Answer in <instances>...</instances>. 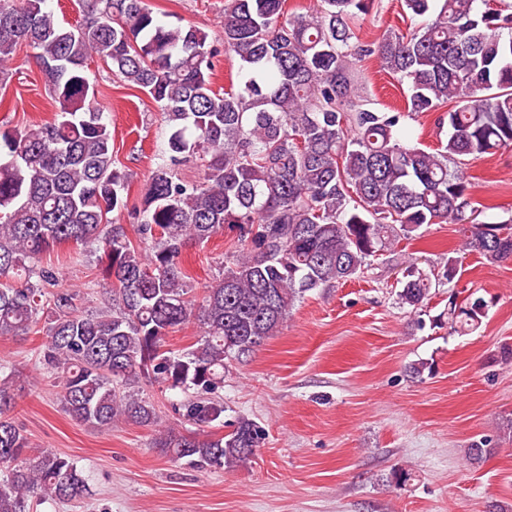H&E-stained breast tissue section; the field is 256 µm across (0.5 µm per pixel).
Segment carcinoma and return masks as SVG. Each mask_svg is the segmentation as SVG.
<instances>
[{"label": "carcinoma", "mask_w": 512, "mask_h": 512, "mask_svg": "<svg viewBox=\"0 0 512 512\" xmlns=\"http://www.w3.org/2000/svg\"><path fill=\"white\" fill-rule=\"evenodd\" d=\"M287 0H229L224 52L239 64L237 87L212 86L217 49L195 25L160 21L148 0H82L84 18L66 27L47 0H0L2 67L21 45L42 69L56 104L52 121L0 128V337L42 334V370L60 380L62 409L100 431L119 422L159 425L135 383L153 378L190 391L182 416L210 427L224 414L213 394L226 360L247 356L274 335L306 293L359 277L370 259L426 224L457 222L470 205L460 158L512 145V14L487 0H403L433 18L409 35L390 30L375 47L356 40L354 20L370 0H316L308 14L285 16ZM486 5L482 9L479 4ZM375 54L407 81V112L354 104V60ZM101 61L164 114L161 162L134 212L140 243L109 214L127 207L126 171L96 102L87 69ZM445 145L427 151L397 136L405 114L438 112ZM195 160L202 180L178 175ZM239 253L193 296L183 249L224 229ZM99 243L107 306L78 310L77 293L58 286L40 255L66 242ZM467 245L489 262L512 259V224H477ZM401 303L419 308L432 280L421 269L401 281ZM480 298L448 299V328L477 327ZM196 319L203 336L190 350L170 334ZM14 369L0 364V512L31 502L82 499L89 485L70 458L29 442L9 412ZM264 440L241 417L222 435L158 431L155 447L205 470L246 463Z\"/></svg>", "instance_id": "obj_1"}]
</instances>
